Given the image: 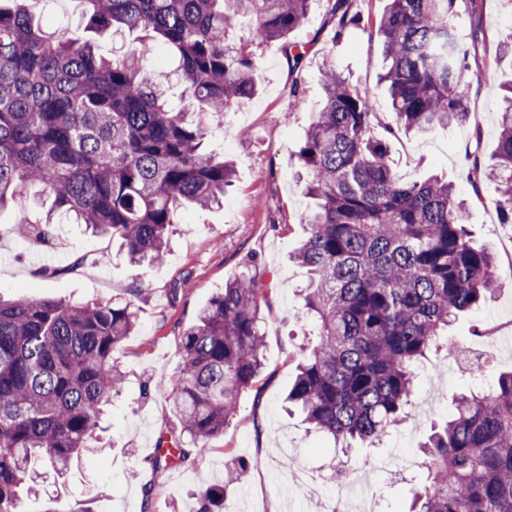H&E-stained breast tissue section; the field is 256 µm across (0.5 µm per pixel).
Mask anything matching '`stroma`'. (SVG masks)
I'll return each mask as SVG.
<instances>
[{
    "instance_id": "obj_1",
    "label": "stroma",
    "mask_w": 512,
    "mask_h": 512,
    "mask_svg": "<svg viewBox=\"0 0 512 512\" xmlns=\"http://www.w3.org/2000/svg\"><path fill=\"white\" fill-rule=\"evenodd\" d=\"M386 5L387 0H350V12L361 22L341 30L327 0H313L308 18L290 34L307 49L293 71L279 41L254 39L250 18H240L234 38L254 58L260 89L234 111L209 117L205 142L208 153L233 163L234 184L223 206L180 214L169 230L163 263H130L119 240L82 224L54 225L46 244L22 237L17 225L47 218L50 199L40 187H24L0 208V298L73 304L130 298L136 319L135 332L116 354L127 384L93 434L95 454L75 463L64 477L48 476L38 497L27 501L28 512H196L198 489L228 482L244 461L253 467L243 482L231 484L224 512H321L323 498L348 495L336 481L320 484L314 498L285 491L280 482L294 463L329 474L337 454L328 439L284 407L299 353L317 341L313 323L303 315L308 276L290 256L306 237L300 218L314 207L298 179L296 153L323 106L322 63L329 59L349 72L352 85L371 99L377 125L395 127L390 156L402 178L438 175L463 195L469 192L466 154L494 160L501 86L512 81V56L499 51L500 35L512 22V0H486L480 19L459 15L462 32L478 27L479 55L496 60L490 74L469 91L468 122L406 134L398 129L379 80L383 44L375 22ZM28 7L46 32L86 31L83 0H28ZM477 126L483 131L479 142L471 138ZM498 199L495 184H486L470 206L468 226L473 240L497 256L494 296L462 314L437 339L417 371L410 416L382 442L356 449L347 461L360 487L376 496L379 512H408L415 488L426 478L418 445L432 423L447 420L455 395L489 388L499 372L512 370V227L500 223ZM44 266L61 268L63 274L35 277ZM243 272L262 283L271 306L262 324L263 372L241 394L223 435L204 454L191 455L175 472L153 468L150 445L179 425L156 384L179 367L182 334L198 311ZM452 344L473 352L490 349L480 377H471L463 362L449 357Z\"/></svg>"
}]
</instances>
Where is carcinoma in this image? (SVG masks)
Returning a JSON list of instances; mask_svg holds the SVG:
<instances>
[{"label": "carcinoma", "instance_id": "cac0c4a2", "mask_svg": "<svg viewBox=\"0 0 512 512\" xmlns=\"http://www.w3.org/2000/svg\"><path fill=\"white\" fill-rule=\"evenodd\" d=\"M89 28L141 31L108 59L67 33L44 34L20 0L0 2V206L26 184L53 208L123 240L133 263L164 261L169 227L187 207L224 200L233 167L203 149L190 119L230 112L258 93L253 59L231 39L243 16L253 37L280 40L289 68L304 57L288 35L312 0H83ZM457 0H389L376 21L381 75L408 132L459 124L479 30L465 39ZM163 48L177 63L188 108L172 109L150 68ZM325 103L298 158L316 201L293 260L311 275L305 314L317 343L304 354L287 400L309 429L348 449L382 438L409 414L416 368L442 331L496 290V257L471 240L468 200L433 177L407 182L389 145L372 135L367 96L330 61ZM498 111L494 163L468 158L474 196L488 181L512 224V83ZM263 288L246 273L224 284L181 338V366L157 383L180 421L161 438L157 469L179 467L224 433L240 394L263 368ZM135 328L132 303L0 301V512H23L45 462L58 475L91 451L100 416L125 373L114 353ZM429 481L413 512H512V371L494 387L455 398L450 419L421 445ZM231 486L201 488L199 512H223Z\"/></svg>", "mask_w": 512, "mask_h": 512}]
</instances>
